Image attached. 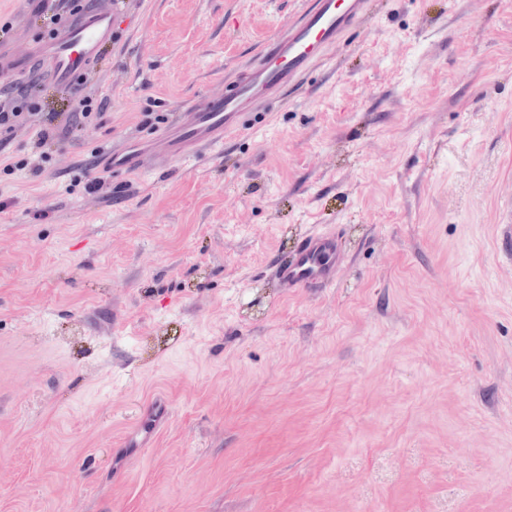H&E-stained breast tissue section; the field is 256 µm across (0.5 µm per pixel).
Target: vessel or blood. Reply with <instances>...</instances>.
I'll use <instances>...</instances> for the list:
<instances>
[{
	"label": "vessel or blood",
	"mask_w": 512,
	"mask_h": 512,
	"mask_svg": "<svg viewBox=\"0 0 512 512\" xmlns=\"http://www.w3.org/2000/svg\"><path fill=\"white\" fill-rule=\"evenodd\" d=\"M369 15L368 0H308L297 18L279 29L257 57L239 69L227 90L213 97L199 93L184 104L187 121H171L155 131L152 151L130 139L107 148L109 172L145 173L185 164L207 150L223 147L227 138L264 127L287 90L301 86L349 33ZM121 16L118 0H101L54 39L33 50L32 57L49 80L67 87L111 42ZM349 252L340 231L303 235L294 254L273 268L278 282L323 292L335 287Z\"/></svg>",
	"instance_id": "b4317fda"
}]
</instances>
